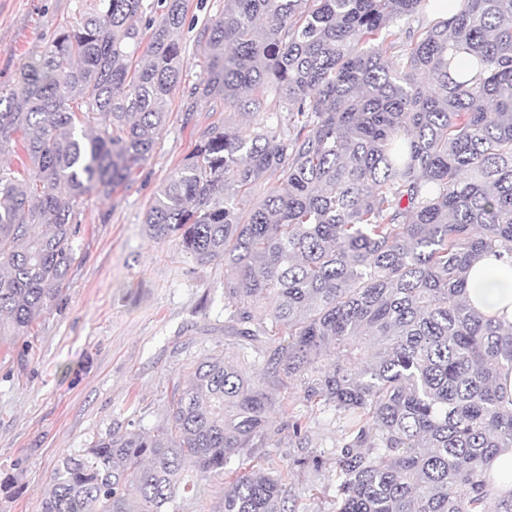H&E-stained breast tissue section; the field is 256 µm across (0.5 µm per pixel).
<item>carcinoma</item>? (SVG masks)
Segmentation results:
<instances>
[{"label":"carcinoma","mask_w":512,"mask_h":512,"mask_svg":"<svg viewBox=\"0 0 512 512\" xmlns=\"http://www.w3.org/2000/svg\"><path fill=\"white\" fill-rule=\"evenodd\" d=\"M429 3L224 0L207 19L190 97L275 123L204 132L144 224L224 264L225 328L244 353L267 345L263 376L202 359L163 432L117 428L62 457L42 512H167L212 474L221 512H295L288 473L233 469L271 441L263 384L290 380L349 418L336 512H512L488 472L512 449V326L466 299L476 257L512 258V0H448L453 16L415 38L395 25ZM186 16V0H79L0 87V153L19 142L29 162L22 179L0 168V336L28 335L61 295L76 205L152 152ZM456 59L482 76H451ZM268 175L278 185L244 208Z\"/></svg>","instance_id":"cac0c4a2"}]
</instances>
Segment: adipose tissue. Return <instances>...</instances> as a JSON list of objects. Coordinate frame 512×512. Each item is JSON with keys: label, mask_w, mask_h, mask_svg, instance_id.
<instances>
[{"label": "adipose tissue", "mask_w": 512, "mask_h": 512, "mask_svg": "<svg viewBox=\"0 0 512 512\" xmlns=\"http://www.w3.org/2000/svg\"><path fill=\"white\" fill-rule=\"evenodd\" d=\"M467 296L479 311L512 325V260L484 255L471 267Z\"/></svg>", "instance_id": "ef3b65f1"}]
</instances>
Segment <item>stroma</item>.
<instances>
[{"label": "stroma", "instance_id": "stroma-1", "mask_svg": "<svg viewBox=\"0 0 512 512\" xmlns=\"http://www.w3.org/2000/svg\"><path fill=\"white\" fill-rule=\"evenodd\" d=\"M76 4L0 0V83L44 52L72 22ZM223 9L224 0H187L177 36L183 69L152 153L111 196L80 203L68 288L29 335L0 338V512H41L62 454L116 428L162 430L202 359L239 361L236 339L224 333L223 265H197L174 241L151 240L144 224L158 189L210 127L268 121L188 96L203 73V24ZM271 397L272 440L252 449L245 466L288 470L287 498L304 512H334L345 419L334 409L307 406L295 382ZM288 401L308 420L306 447L288 438L281 411ZM309 450L320 468L296 466Z\"/></svg>", "mask_w": 512, "mask_h": 512}]
</instances>
